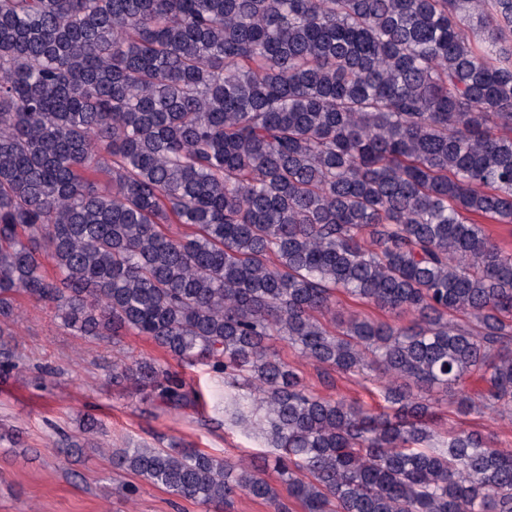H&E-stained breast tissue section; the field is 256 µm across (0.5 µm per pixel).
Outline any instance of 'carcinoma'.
I'll return each mask as SVG.
<instances>
[{
    "label": "carcinoma",
    "instance_id": "carcinoma-1",
    "mask_svg": "<svg viewBox=\"0 0 512 512\" xmlns=\"http://www.w3.org/2000/svg\"><path fill=\"white\" fill-rule=\"evenodd\" d=\"M485 224H512V0H0V373L25 294L224 375L272 452L112 453L174 496L512 512V452L440 435L432 397L512 415V252ZM343 296L413 319L342 320ZM276 341L384 405L314 393ZM112 384L190 399L154 359Z\"/></svg>",
    "mask_w": 512,
    "mask_h": 512
}]
</instances>
